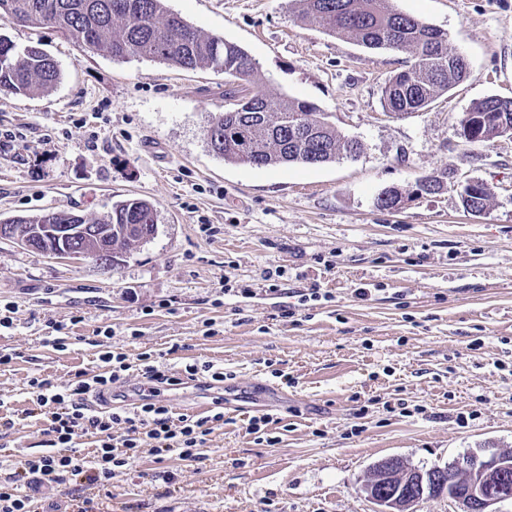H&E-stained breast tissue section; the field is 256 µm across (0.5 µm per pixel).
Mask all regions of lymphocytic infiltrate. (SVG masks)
Returning <instances> with one entry per match:
<instances>
[{
  "label": "lymphocytic infiltrate",
  "instance_id": "1",
  "mask_svg": "<svg viewBox=\"0 0 512 512\" xmlns=\"http://www.w3.org/2000/svg\"><path fill=\"white\" fill-rule=\"evenodd\" d=\"M99 359L103 370L93 375L81 372L60 384L42 377L30 379L33 405L48 420L47 449L25 459L12 476L0 479V512H36L33 497L21 490L24 480L33 478L50 487L75 480L89 492L110 484L116 473L132 465L147 447L161 459L172 454L184 461L203 459L208 436L224 423L223 413L195 420L173 418L161 398L160 386L168 378L147 353L140 354L139 366L153 388L143 402L129 412L91 413L85 395L111 393L113 383L131 368L122 352L105 350ZM117 428L123 432L118 440L112 435ZM88 434L96 438L91 460L69 454L75 440Z\"/></svg>",
  "mask_w": 512,
  "mask_h": 512
}]
</instances>
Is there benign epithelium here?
I'll use <instances>...</instances> for the list:
<instances>
[{"label": "benign epithelium", "instance_id": "benign-epithelium-1", "mask_svg": "<svg viewBox=\"0 0 512 512\" xmlns=\"http://www.w3.org/2000/svg\"><path fill=\"white\" fill-rule=\"evenodd\" d=\"M112 227L97 224H5L0 223V241L63 259H94L105 267L112 266L119 252L109 240ZM457 470L470 473L472 487L465 496L450 500L454 512H499L495 505L512 500V476L508 464L497 458H474L458 463ZM452 473L435 467L426 473L407 464L401 466L389 457L377 462V476L363 485V491L376 512H416L417 505L435 495L448 494Z\"/></svg>", "mask_w": 512, "mask_h": 512}]
</instances>
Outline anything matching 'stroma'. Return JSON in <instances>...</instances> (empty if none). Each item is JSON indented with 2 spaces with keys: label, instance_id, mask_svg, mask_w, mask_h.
I'll list each match as a JSON object with an SVG mask.
<instances>
[{
  "label": "stroma",
  "instance_id": "obj_1",
  "mask_svg": "<svg viewBox=\"0 0 512 512\" xmlns=\"http://www.w3.org/2000/svg\"><path fill=\"white\" fill-rule=\"evenodd\" d=\"M443 30L467 78L428 109L388 114L382 89L408 54L371 50L299 18L292 0H164L195 28L241 46L263 92L314 103L356 156L255 168L207 145L226 78L135 56L112 60L51 26H0L41 43L60 69L49 93L0 92V221L44 211L89 218L150 202L155 235L111 270L0 242V478L44 450L29 380L98 373L99 333L180 378L173 417L223 412L206 457L150 451L94 489L100 512H374L372 464L415 467L512 451V139L470 143L461 116L512 98V0H396ZM486 182L485 211L461 186ZM441 190L412 196L417 182ZM408 192L402 208L377 196ZM231 294H224V285ZM367 288L366 299L355 291ZM318 289L321 298L301 302ZM62 335L65 350L53 346ZM224 369L223 387L186 366ZM273 419L256 438L247 425Z\"/></svg>",
  "mask_w": 512,
  "mask_h": 512
}]
</instances>
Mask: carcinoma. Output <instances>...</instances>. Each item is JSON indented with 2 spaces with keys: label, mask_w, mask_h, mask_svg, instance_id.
<instances>
[{
  "label": "carcinoma",
  "mask_w": 512,
  "mask_h": 512,
  "mask_svg": "<svg viewBox=\"0 0 512 512\" xmlns=\"http://www.w3.org/2000/svg\"><path fill=\"white\" fill-rule=\"evenodd\" d=\"M302 18L336 36H350L369 49L410 55L413 64L393 75L382 97L386 111L404 116L427 108L435 99L462 82L467 64L448 50L444 32L398 11L393 0H295ZM22 23L32 28L54 27L61 35L90 52H103L116 61L145 56L184 70L212 68L255 83L257 67L239 45L207 35L182 17L163 8V0H0V24ZM60 78L56 61L40 42L18 46L0 36V92L44 94ZM231 107L212 120L208 145L230 163L256 168L288 164L327 163L341 156L347 138L321 116L313 103L292 97H273L255 88L224 91ZM494 114L501 125L485 134L512 131V99L489 97L468 111ZM314 118L319 123V145L301 147L295 139L296 121ZM491 187L463 202L475 213L484 209ZM101 224L112 225V246L125 251L137 243L139 232L156 231L153 205L140 198L115 207ZM130 224L141 230L126 232Z\"/></svg>",
  "instance_id": "1"
}]
</instances>
